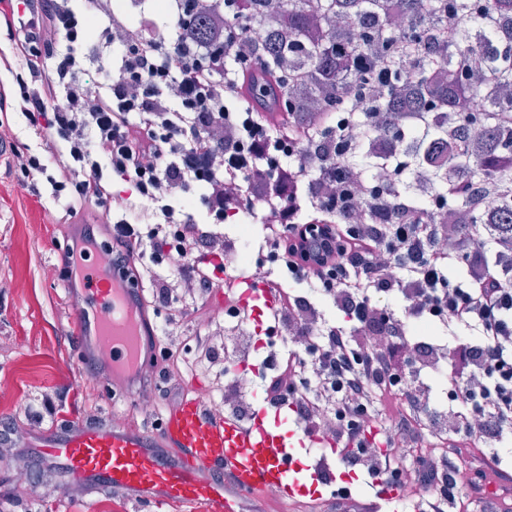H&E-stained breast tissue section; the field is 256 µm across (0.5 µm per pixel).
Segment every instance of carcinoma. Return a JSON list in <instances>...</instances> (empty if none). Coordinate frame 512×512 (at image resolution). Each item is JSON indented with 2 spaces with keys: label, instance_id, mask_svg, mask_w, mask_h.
<instances>
[{
  "label": "carcinoma",
  "instance_id": "1",
  "mask_svg": "<svg viewBox=\"0 0 512 512\" xmlns=\"http://www.w3.org/2000/svg\"><path fill=\"white\" fill-rule=\"evenodd\" d=\"M240 17L224 15V32L259 30L269 74L282 79L288 107L299 121L320 110L350 111L345 90L367 98L388 130L356 123L361 148L336 158L356 169L383 162L388 140L413 166L430 173L412 186L427 197L429 218L445 206L462 223L496 224L512 232V0H243ZM459 19L450 33L444 14ZM219 30L210 13L182 30L209 46ZM478 56L480 66L470 58ZM476 143L458 139L472 125ZM481 181L495 196L490 208L448 194V183Z\"/></svg>",
  "mask_w": 512,
  "mask_h": 512
}]
</instances>
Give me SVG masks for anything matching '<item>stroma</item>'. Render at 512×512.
<instances>
[{"instance_id": "1", "label": "stroma", "mask_w": 512, "mask_h": 512, "mask_svg": "<svg viewBox=\"0 0 512 512\" xmlns=\"http://www.w3.org/2000/svg\"><path fill=\"white\" fill-rule=\"evenodd\" d=\"M13 77L0 68V141L11 144L0 156V512H60L70 495L58 482L50 461L24 466L19 437L33 430L62 427L64 421L82 422L105 416L124 418L127 425L156 433L162 409L184 392L209 391L207 373L192 367L187 349L205 337L207 346L224 347V291L205 296L211 325L197 326L192 316L172 311L175 323L160 329L161 353L151 383L159 410H144L139 395L113 392L106 379L90 375L79 346L75 317L78 301L62 288L60 270L71 226L61 202H37L19 182L23 154L39 152L43 135L30 128L12 109ZM279 221L276 212L256 207L241 212L225 225L224 234L239 249L257 253L264 225ZM351 491L350 499L370 502L365 476L347 473L332 482L318 498L283 499L269 492L243 499L244 512H336V492Z\"/></svg>"}]
</instances>
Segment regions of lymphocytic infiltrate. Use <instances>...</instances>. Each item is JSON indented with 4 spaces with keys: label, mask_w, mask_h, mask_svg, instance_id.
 I'll return each instance as SVG.
<instances>
[{
    "label": "lymphocytic infiltrate",
    "mask_w": 512,
    "mask_h": 512,
    "mask_svg": "<svg viewBox=\"0 0 512 512\" xmlns=\"http://www.w3.org/2000/svg\"><path fill=\"white\" fill-rule=\"evenodd\" d=\"M35 2L37 23L14 31L0 64L29 126L48 131L47 153L64 149L67 162L54 176L44 155L30 154L22 175H44L72 218L109 208L113 185L122 184L110 219L113 261L137 262L166 304L170 281L180 283L185 311L222 287L216 259L236 249L215 225L231 212L276 209L281 221L265 226L261 247L286 273L272 284L278 306L270 314L285 348L261 371L264 403L289 408L307 436L331 438L342 464L373 481L398 482L404 465L391 449L400 440L436 448L478 440L486 449L478 475H501L500 447L512 438V238L488 224L463 234L459 213L445 209L429 222L398 190L402 159L391 163L394 181L372 186L339 167L337 155L358 145L351 117L322 112L308 124H279L236 105L242 78L263 70L260 45L237 34L203 49L179 36L210 0H169L163 25L146 0H130L128 15L105 0ZM100 17L104 26L91 31ZM44 28L60 37L45 54ZM318 142L315 172L293 164ZM193 187L206 210L201 221L182 204ZM146 202L149 222H131ZM455 261L466 264L465 276H449ZM386 295L405 301L404 316L383 303ZM326 303L341 322L325 319ZM418 323L461 324L470 334L452 347L438 337L418 341ZM250 347L233 336L208 356L224 363L225 415L242 421L248 407L234 368ZM437 376L453 386V404H433ZM407 388L412 410L398 434L369 426L379 400ZM416 461L431 489L428 512L448 502L467 512L472 479L432 455Z\"/></svg>",
    "instance_id": "obj_1"
}]
</instances>
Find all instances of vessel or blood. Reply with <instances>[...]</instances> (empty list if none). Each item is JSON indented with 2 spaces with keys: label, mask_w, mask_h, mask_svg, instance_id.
I'll list each match as a JSON object with an SVG mask.
<instances>
[{
  "label": "vessel or blood",
  "mask_w": 512,
  "mask_h": 512,
  "mask_svg": "<svg viewBox=\"0 0 512 512\" xmlns=\"http://www.w3.org/2000/svg\"><path fill=\"white\" fill-rule=\"evenodd\" d=\"M107 254L78 263L63 286L80 301V346L95 373L135 390L154 353L158 329L145 309L144 291L119 285ZM241 310H273L278 301L254 275L224 278ZM282 409L260 408L250 421L208 413L202 393L183 397L161 418L159 434L127 428L121 420L34 433L28 445L58 462L67 484L86 494L113 493L135 503L175 505L179 512H242V498L272 489L291 497L317 492L321 481L301 458L303 439L282 432ZM376 512H401L396 486L375 484Z\"/></svg>",
  "instance_id": "1"
}]
</instances>
